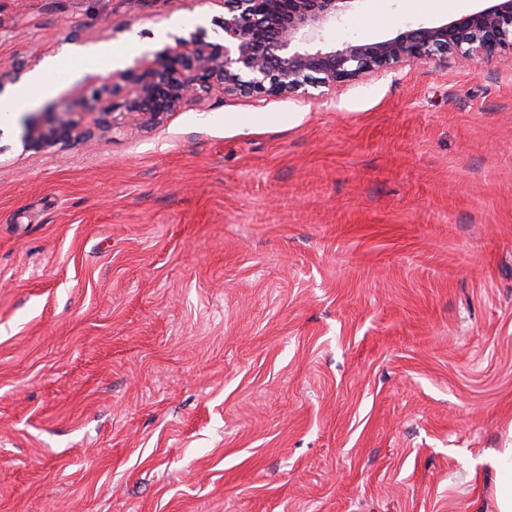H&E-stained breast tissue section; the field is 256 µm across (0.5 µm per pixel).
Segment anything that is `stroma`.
<instances>
[{"label":"stroma","mask_w":512,"mask_h":512,"mask_svg":"<svg viewBox=\"0 0 512 512\" xmlns=\"http://www.w3.org/2000/svg\"><path fill=\"white\" fill-rule=\"evenodd\" d=\"M217 0H0V68L126 67ZM356 0L326 40L452 19ZM0 125V512H494L512 444V56L317 100Z\"/></svg>","instance_id":"1"}]
</instances>
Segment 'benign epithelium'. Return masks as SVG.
I'll list each match as a JSON object with an SVG mask.
<instances>
[{
    "mask_svg": "<svg viewBox=\"0 0 512 512\" xmlns=\"http://www.w3.org/2000/svg\"><path fill=\"white\" fill-rule=\"evenodd\" d=\"M356 0H223L212 20L215 38L198 26L137 61L136 68L88 74L71 92L90 102L92 125L62 113L35 112L25 149L40 152L109 133L125 125L157 124L177 107L197 102L216 87L229 95L290 97L310 87L333 90L381 71L449 54L459 63L512 55V0L456 19L409 27L379 40L325 43L326 29L341 22ZM125 93L122 111L112 98Z\"/></svg>",
    "mask_w": 512,
    "mask_h": 512,
    "instance_id": "benign-epithelium-1",
    "label": "benign epithelium"
}]
</instances>
